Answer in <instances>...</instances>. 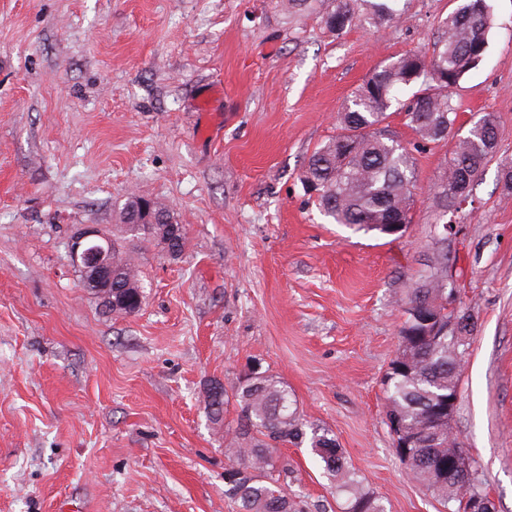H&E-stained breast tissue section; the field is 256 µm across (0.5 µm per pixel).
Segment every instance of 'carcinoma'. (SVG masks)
Segmentation results:
<instances>
[{
  "instance_id": "obj_1",
  "label": "carcinoma",
  "mask_w": 512,
  "mask_h": 512,
  "mask_svg": "<svg viewBox=\"0 0 512 512\" xmlns=\"http://www.w3.org/2000/svg\"><path fill=\"white\" fill-rule=\"evenodd\" d=\"M371 16L381 22L400 19L396 0H364ZM359 21L351 0H334L327 13L328 28L342 34ZM442 32L432 53L410 52L395 56L375 69L353 92L338 116L339 132L314 149L305 165L302 182L314 197L320 212L332 224L355 231L394 235L392 225H408L415 205L416 158L387 133L385 121L394 112L403 114L421 143H437L452 133L457 107L451 92L466 74L485 60L494 17L488 0H461L442 21ZM498 120L486 113L458 138L448 160V170L434 184L433 201L447 212L448 204L465 200L475 180L493 157ZM141 198L130 197L121 207L122 231L152 244L166 254L180 256L186 233L177 241L168 238L167 222L173 214L155 202L157 223H136ZM124 238L112 239V289L122 291L127 314L140 307L143 283L136 266L124 254ZM430 271L412 289L400 327V346L418 343L406 361L392 359L383 380L386 417H398L405 436L414 439L410 473L444 504L454 502L453 512H467L465 497L476 490L475 481L457 472H446L448 446H457V436L448 434V422L436 421V411L448 396L458 393L466 349L448 337L422 336L416 314L435 308L448 316V252L445 238L435 239ZM208 420L214 428L232 435L231 464L224 470L227 492L241 512H302L300 502L278 486V445L309 440L310 448L336 479L345 496L343 512H384L380 499L347 465L329 430L305 424L288 390L266 373L240 377L233 392L214 395L205 390ZM235 401L240 409L237 427H225L224 406Z\"/></svg>"
}]
</instances>
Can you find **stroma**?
Returning <instances> with one entry per match:
<instances>
[{"label": "stroma", "mask_w": 512, "mask_h": 512, "mask_svg": "<svg viewBox=\"0 0 512 512\" xmlns=\"http://www.w3.org/2000/svg\"><path fill=\"white\" fill-rule=\"evenodd\" d=\"M490 4L486 59L453 92L460 123L496 115L498 145L446 217L468 336L452 427L512 512V0ZM457 5L400 0L380 24L353 0L360 21L339 35L282 0H0V512H239L203 391L256 361L385 512H447L398 457L381 380L453 143H417L390 116L418 175L400 236L328 223L301 174L351 92L431 52ZM132 196L169 206L187 244L172 260L126 240L144 298L115 315L81 288L69 240L112 234ZM281 454L302 512H342L308 444Z\"/></svg>", "instance_id": "stroma-1"}]
</instances>
